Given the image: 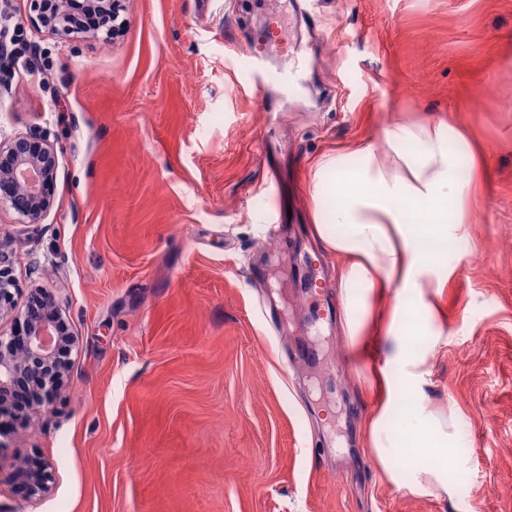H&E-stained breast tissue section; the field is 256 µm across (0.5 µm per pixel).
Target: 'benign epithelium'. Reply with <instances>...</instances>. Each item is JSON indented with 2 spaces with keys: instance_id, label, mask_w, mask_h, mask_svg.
<instances>
[{
  "instance_id": "benign-epithelium-1",
  "label": "benign epithelium",
  "mask_w": 512,
  "mask_h": 512,
  "mask_svg": "<svg viewBox=\"0 0 512 512\" xmlns=\"http://www.w3.org/2000/svg\"><path fill=\"white\" fill-rule=\"evenodd\" d=\"M76 0H30L36 20L60 35L74 30L72 5ZM57 153L41 135L30 132L0 141V207L7 206L26 224H39L53 207ZM13 241L0 235V320L12 319L14 332L0 333V415L12 408V397L22 387L31 393L25 423L50 413L65 386L69 364L62 354L72 350L75 338L62 318L56 297L43 290L23 309L15 302ZM15 478L28 487V497L49 492L52 466L44 458L21 461Z\"/></svg>"
}]
</instances>
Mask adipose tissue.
Returning a JSON list of instances; mask_svg holds the SVG:
<instances>
[{
	"instance_id": "ef3b65f1",
	"label": "adipose tissue",
	"mask_w": 512,
	"mask_h": 512,
	"mask_svg": "<svg viewBox=\"0 0 512 512\" xmlns=\"http://www.w3.org/2000/svg\"><path fill=\"white\" fill-rule=\"evenodd\" d=\"M381 139L380 151L362 141L313 160L314 194L337 197L330 209L314 208V231L339 260L341 328L377 382L367 447L393 485L450 500L448 473L468 464L457 453L464 434L455 415L434 406L427 386L448 339L440 318L447 247L469 236L466 208L483 172L481 154L465 130L443 120H400ZM387 294L392 303L379 328L374 316ZM378 331L386 343L379 356L368 342Z\"/></svg>"
}]
</instances>
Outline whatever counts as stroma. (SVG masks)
<instances>
[{
  "label": "stroma",
  "instance_id": "obj_1",
  "mask_svg": "<svg viewBox=\"0 0 512 512\" xmlns=\"http://www.w3.org/2000/svg\"><path fill=\"white\" fill-rule=\"evenodd\" d=\"M121 5L120 33L66 38L28 0L0 8L33 56L0 55V140L58 156L41 223L0 208L15 301L52 292L76 337L55 410L0 437V512H512V0H317L312 34L286 0ZM290 42L316 57L307 88L242 93L246 53L288 68ZM425 119L486 167L428 387L466 439L450 502L394 488L364 446L377 390L307 182L311 158ZM37 453L53 480L28 499L12 476Z\"/></svg>",
  "mask_w": 512,
  "mask_h": 512
}]
</instances>
